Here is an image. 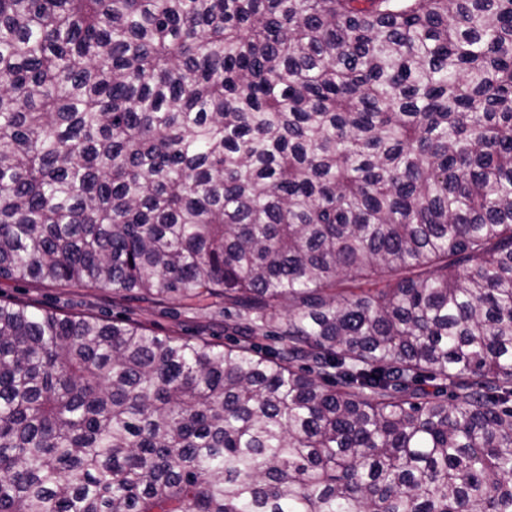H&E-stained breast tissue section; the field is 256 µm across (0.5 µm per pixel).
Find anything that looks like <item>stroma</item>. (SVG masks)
<instances>
[{
  "instance_id": "35a3bbf8",
  "label": "stroma",
  "mask_w": 512,
  "mask_h": 512,
  "mask_svg": "<svg viewBox=\"0 0 512 512\" xmlns=\"http://www.w3.org/2000/svg\"><path fill=\"white\" fill-rule=\"evenodd\" d=\"M0 301L23 303L69 316H94L106 323L129 318L161 336L176 334L190 340L203 337L220 345L230 341L223 317H209L207 310L191 309L174 299L162 305H150L123 300L111 291L90 286L0 280Z\"/></svg>"
}]
</instances>
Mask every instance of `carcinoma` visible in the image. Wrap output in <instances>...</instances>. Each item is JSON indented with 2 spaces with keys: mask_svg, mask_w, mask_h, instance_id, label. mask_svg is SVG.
Masks as SVG:
<instances>
[{
  "mask_svg": "<svg viewBox=\"0 0 512 512\" xmlns=\"http://www.w3.org/2000/svg\"><path fill=\"white\" fill-rule=\"evenodd\" d=\"M0 279L238 336L0 302V512H512V0H0ZM0 301L28 304L69 316H94L105 323L129 318L145 324L159 336L176 334L190 340L205 337L220 345L236 338L224 332V316L217 313L215 319L207 317L209 312H218L223 304L203 310L189 309L174 299L162 305H150L123 300L109 290L90 286L41 285L11 280H0ZM204 324L207 327L202 333Z\"/></svg>",
  "mask_w": 512,
  "mask_h": 512,
  "instance_id": "carcinoma-1",
  "label": "carcinoma"
}]
</instances>
